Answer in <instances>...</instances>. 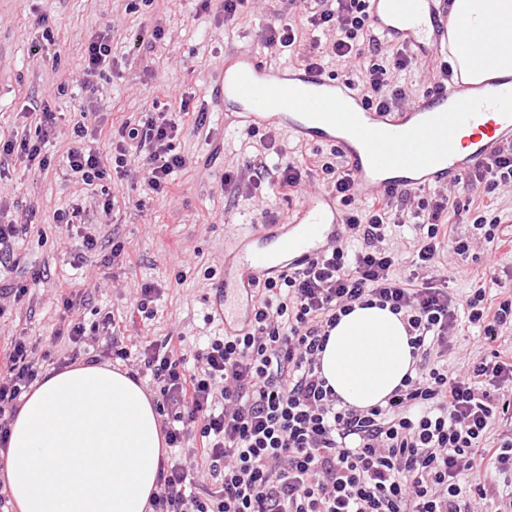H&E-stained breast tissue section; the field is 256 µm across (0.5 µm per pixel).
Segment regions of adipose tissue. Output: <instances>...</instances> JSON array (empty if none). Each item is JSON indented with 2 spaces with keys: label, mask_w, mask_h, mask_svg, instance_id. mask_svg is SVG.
<instances>
[{
  "label": "adipose tissue",
  "mask_w": 512,
  "mask_h": 512,
  "mask_svg": "<svg viewBox=\"0 0 512 512\" xmlns=\"http://www.w3.org/2000/svg\"><path fill=\"white\" fill-rule=\"evenodd\" d=\"M450 61L463 83L512 75V0H452ZM323 376L346 404L383 403L413 371L400 316L358 307L331 330ZM6 485L16 512H148L166 454L150 394L128 373L82 362L45 372L9 423Z\"/></svg>",
  "instance_id": "obj_1"
}]
</instances>
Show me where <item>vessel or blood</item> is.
Here are the masks:
<instances>
[{
  "instance_id": "1",
  "label": "vessel or blood",
  "mask_w": 512,
  "mask_h": 512,
  "mask_svg": "<svg viewBox=\"0 0 512 512\" xmlns=\"http://www.w3.org/2000/svg\"><path fill=\"white\" fill-rule=\"evenodd\" d=\"M366 5L375 38L437 62L447 57L446 0H366ZM208 90L213 103H233L225 124L259 128L278 123L301 139L337 149L365 199L390 188L419 191L436 182H456L494 145L512 140V77L483 94L451 78L409 106L379 112L346 79L302 66L273 69L260 53L240 51L225 56ZM299 97L308 106L297 111L292 103ZM338 102L351 118L350 133L315 122L317 109ZM466 127L470 136L460 138ZM341 222L335 196L315 191L289 211L284 230L270 224L243 230L248 248L235 259L234 284L221 288L212 308L225 331L240 324L239 304L251 299L257 284L285 272L288 262L305 263L335 245ZM274 242L285 262L270 254Z\"/></svg>"
}]
</instances>
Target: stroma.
Listing matches in <instances>:
<instances>
[{
  "label": "stroma",
  "instance_id": "35a3bbf8",
  "mask_svg": "<svg viewBox=\"0 0 512 512\" xmlns=\"http://www.w3.org/2000/svg\"><path fill=\"white\" fill-rule=\"evenodd\" d=\"M278 17L291 20L303 40L311 39L302 0H243L229 21L221 0H211L206 8L201 0H0V137L34 136L36 123L26 105H46L57 114L55 134L43 149L49 166L15 159L0 173V205L21 227L12 262L0 266V283L27 288L22 301L0 299V342L21 336L33 346L35 359L68 358V342L55 340L54 333L64 315L59 292L69 286L83 297L74 315L89 326L108 314L125 319L142 285L159 290L154 317L128 322L116 342L97 335V356L116 345L135 351L141 336L160 340L181 333L193 367L208 338L223 335L211 306L239 225L263 219L282 223L300 202L299 196L278 194L270 180L260 191L222 189L225 163L244 169L331 152L323 143L298 142L283 128H225L223 113L205 93L206 81L228 50H260L274 66L296 63L292 51L264 44L267 24ZM156 26L163 30L161 38L139 41L140 33ZM103 32L112 61L89 91L82 85V65L90 39ZM61 84L66 92L59 95L55 89ZM159 99L170 110L185 105L206 115L203 125L186 126L173 141L186 164L175 172L169 193L146 189L142 161L134 157L125 170L102 180L99 195L64 175L79 112H88L87 138L108 161L112 143L103 130L119 127L124 117H151L152 103ZM107 195L115 203L110 212L102 208ZM422 195L449 196L455 208L448 217L452 224H467L487 206L502 222L512 221V186L500 187L492 203L463 180L431 186ZM72 208L79 209L88 232L100 238L101 249L79 255L76 240L56 224L55 213ZM116 246L123 256L113 262L109 255ZM438 272L459 305L483 277L490 301L512 296V248L506 246L476 248L466 260L444 255ZM489 354L479 328L464 320L448 347L434 349L430 358L465 371Z\"/></svg>",
  "mask_w": 512,
  "mask_h": 512
}]
</instances>
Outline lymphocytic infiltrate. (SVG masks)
Listing matches in <instances>:
<instances>
[{"label": "lymphocytic infiltrate", "mask_w": 512, "mask_h": 512, "mask_svg": "<svg viewBox=\"0 0 512 512\" xmlns=\"http://www.w3.org/2000/svg\"><path fill=\"white\" fill-rule=\"evenodd\" d=\"M305 2L314 38L299 54L302 64L320 69L328 56L361 60L357 88L365 102L380 110L401 107L407 92L393 78L413 58L401 51L384 55L370 34L365 0ZM329 31L334 40L327 55H319L320 36ZM188 115L184 108L164 112L130 128L115 143L116 166L125 167L130 153L142 154L148 188L169 191L185 164L172 142ZM72 131L65 167L83 184L97 186L107 175L105 164L85 142L84 120ZM54 132V113L42 110L34 137L0 141V157L46 166L41 151ZM318 170L333 174L330 191L343 207L339 244L257 289L250 329L210 337L199 369L185 366L184 336L143 347L140 361L161 395L156 407L165 415V441L188 450L187 458L161 467L152 512H463V500L478 504L487 497L484 485L465 483L467 472L488 466L512 480V439L485 445L489 426L512 409L503 394L512 386V357L494 347L500 332L512 328V298L489 307L480 286L465 301L469 323L493 347L490 357L463 373L427 362L431 347L455 335L457 308L435 278L415 286L403 282L395 274L400 254L382 246L388 228L405 223L410 193L388 191L359 211L349 170L321 157L280 166L276 185L281 194H293ZM465 179L488 197L511 186L512 143L496 147ZM450 207L442 196L415 210L427 226L415 244L416 267H435L447 249L462 258L469 254L471 237L447 225ZM355 240L359 249L347 255ZM372 305L403 315L420 363L385 405L346 408L320 372V355L342 316ZM30 353L21 337L0 348L1 448L11 414L39 378ZM199 456L218 483L205 498L193 492L187 464Z\"/></svg>", "instance_id": "lymphocytic-infiltrate-1"}]
</instances>
